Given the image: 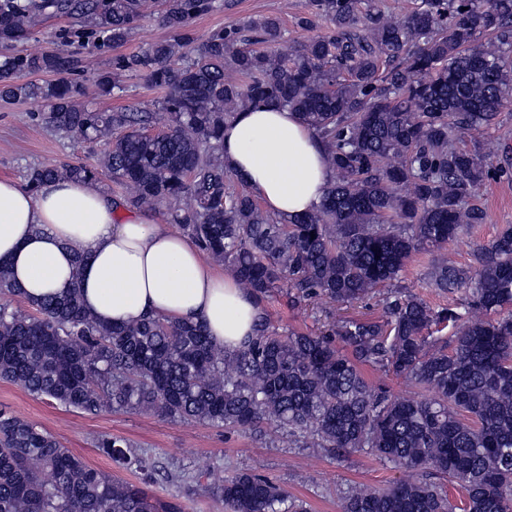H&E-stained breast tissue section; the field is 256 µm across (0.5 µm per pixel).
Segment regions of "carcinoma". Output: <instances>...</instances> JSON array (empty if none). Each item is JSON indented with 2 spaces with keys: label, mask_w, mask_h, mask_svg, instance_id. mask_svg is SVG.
Masks as SVG:
<instances>
[{
  "label": "carcinoma",
  "mask_w": 512,
  "mask_h": 512,
  "mask_svg": "<svg viewBox=\"0 0 512 512\" xmlns=\"http://www.w3.org/2000/svg\"><path fill=\"white\" fill-rule=\"evenodd\" d=\"M336 31L291 54L274 18L211 33L188 58L192 24L216 0H163L170 37L112 68L165 91L166 131L154 112H95L77 102L63 50L0 58V98L41 99L32 118L84 141L102 140L101 168L30 170L36 190L61 178L130 184V210L168 204L167 220L190 232L260 303L282 288L302 304H354L385 288L384 319H344L320 335L281 334L266 316L235 352L214 346L200 323L147 317L103 324L64 299L0 304V380L83 413L146 411L224 430L267 429L305 448L365 452L406 471L426 469L462 491L460 504L424 479L351 487L341 512H512V230L463 269L445 246L486 212L469 200L491 175L489 155L455 145L486 132L512 99V0H419L383 21L375 0H312ZM156 0H0V45H16L54 15L83 20L100 49L115 50ZM271 45L255 50L251 45ZM52 74V82L20 77ZM271 103L302 115L333 170L320 205L293 224L265 212L224 170V124ZM408 185L411 192L400 188ZM430 255L428 285L459 296L435 308L397 283L407 262ZM21 288L0 264V295ZM452 329L449 336L439 332ZM340 340L348 349L336 348ZM371 366L412 382L421 396L374 386ZM141 482L89 466L51 432L0 410V512H183L149 494L153 468L118 436L94 440ZM228 512H306L279 485L241 471L216 488Z\"/></svg>",
  "instance_id": "1"
}]
</instances>
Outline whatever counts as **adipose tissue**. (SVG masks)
<instances>
[{
    "label": "adipose tissue",
    "mask_w": 512,
    "mask_h": 512,
    "mask_svg": "<svg viewBox=\"0 0 512 512\" xmlns=\"http://www.w3.org/2000/svg\"><path fill=\"white\" fill-rule=\"evenodd\" d=\"M224 166L266 212L288 223L318 206L333 179L314 129L274 104L225 124ZM0 263L25 298L63 297L76 284L83 308L100 322H199L228 352L252 335L261 314L250 292L217 271L190 236L151 214L123 215L118 200L76 179L34 192L0 177Z\"/></svg>",
    "instance_id": "1"
}]
</instances>
